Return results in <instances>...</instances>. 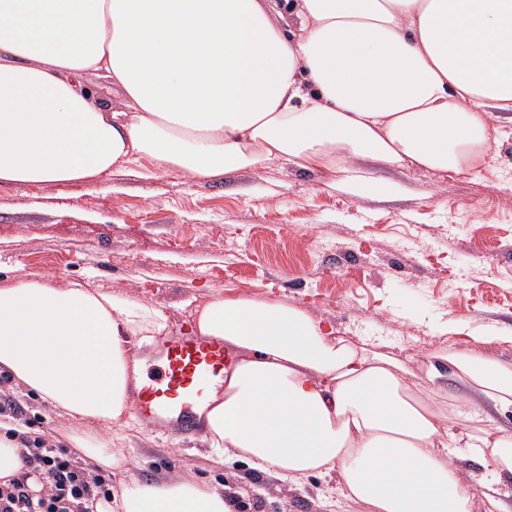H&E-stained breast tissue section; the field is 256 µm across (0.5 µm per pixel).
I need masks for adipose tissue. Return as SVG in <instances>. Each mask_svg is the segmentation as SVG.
Returning a JSON list of instances; mask_svg holds the SVG:
<instances>
[{
	"label": "adipose tissue",
	"mask_w": 512,
	"mask_h": 512,
	"mask_svg": "<svg viewBox=\"0 0 512 512\" xmlns=\"http://www.w3.org/2000/svg\"><path fill=\"white\" fill-rule=\"evenodd\" d=\"M292 33L267 0H0V185H70L150 160L194 180L280 160L341 169L392 193L364 162L469 174L490 120L512 108V0H295ZM119 95L113 110L94 80ZM198 335L234 360L196 412L217 464L283 484L336 474L365 512H501L512 437L448 425L444 395L419 397L403 364L281 300L213 292ZM168 318L91 283L0 284V367L66 418L64 444L92 473L126 471L140 432L129 401L140 358ZM470 395L512 406V363L436 352ZM98 427L91 435L90 427ZM467 449L486 474L464 481ZM90 512H233L193 470L123 480Z\"/></svg>",
	"instance_id": "obj_1"
}]
</instances>
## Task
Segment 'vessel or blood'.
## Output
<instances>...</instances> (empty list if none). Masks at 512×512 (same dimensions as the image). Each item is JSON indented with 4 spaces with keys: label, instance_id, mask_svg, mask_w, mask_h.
Returning <instances> with one entry per match:
<instances>
[{
    "label": "vessel or blood",
    "instance_id": "obj_1",
    "mask_svg": "<svg viewBox=\"0 0 512 512\" xmlns=\"http://www.w3.org/2000/svg\"><path fill=\"white\" fill-rule=\"evenodd\" d=\"M157 357L160 369L132 390L134 409L146 425L196 439L202 428L194 403L205 388L223 378L230 362L224 344L183 327L158 344Z\"/></svg>",
    "mask_w": 512,
    "mask_h": 512
}]
</instances>
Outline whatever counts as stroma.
I'll use <instances>...</instances> for the list:
<instances>
[{"mask_svg": "<svg viewBox=\"0 0 512 512\" xmlns=\"http://www.w3.org/2000/svg\"><path fill=\"white\" fill-rule=\"evenodd\" d=\"M480 176L372 166L394 191L354 190L344 172L284 162L198 181L149 160L69 186L0 185V278L89 280L157 307L169 331L210 291L285 300L400 359L411 384L429 356L467 351L512 362V123ZM28 438L66 421L0 381ZM144 481L192 468L235 512H326L332 476L282 485L244 463L218 468L198 440L143 427L126 443Z\"/></svg>", "mask_w": 512, "mask_h": 512, "instance_id": "35a3bbf8", "label": "stroma"}]
</instances>
